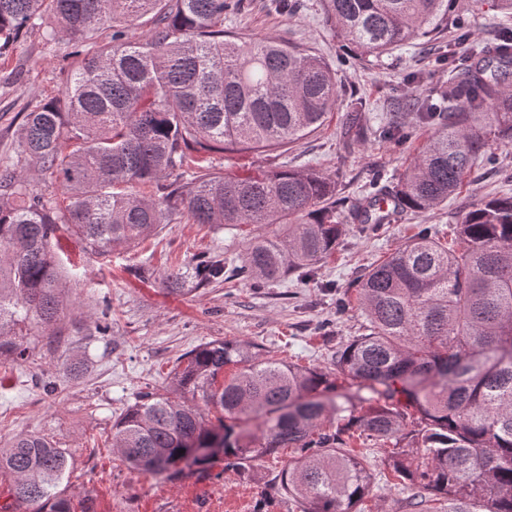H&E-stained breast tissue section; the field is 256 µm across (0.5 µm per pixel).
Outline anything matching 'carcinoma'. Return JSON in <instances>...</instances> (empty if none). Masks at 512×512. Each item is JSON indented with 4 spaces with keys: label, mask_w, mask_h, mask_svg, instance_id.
Instances as JSON below:
<instances>
[{
    "label": "carcinoma",
    "mask_w": 512,
    "mask_h": 512,
    "mask_svg": "<svg viewBox=\"0 0 512 512\" xmlns=\"http://www.w3.org/2000/svg\"><path fill=\"white\" fill-rule=\"evenodd\" d=\"M457 2L321 0L325 23L359 62L437 34L450 14L459 30L448 84L417 102L434 134L396 185L381 184L376 170L375 192L347 201L314 168L211 172L217 151L301 141L339 98L336 69L323 58L224 29L241 0H0V51L42 28L46 14L54 22L46 40L63 33L83 44L62 93L23 115L17 160L0 163V356L23 357L16 337L31 323L50 328L64 305L51 243L59 224L99 256L178 213L195 224H255L240 264L204 257L166 284L177 294L189 276L200 286L243 276L263 288L292 272L311 282L336 252L346 216L373 233L458 195L476 161L496 164L487 131L512 141V47L474 50ZM141 20L150 28L128 40ZM343 130L350 143L373 132L412 138L396 121L373 130L356 112ZM46 177L60 195L32 188ZM136 185L152 191H131ZM455 240L449 248L420 228L354 282L355 295L338 299L344 310L356 298L367 321L336 353V374L371 393L361 415L329 373L262 359L245 341H212L186 353L175 373L192 400L142 393L112 425L114 447L131 467L155 473L179 461L207 464L193 445L216 438L232 468L294 448L280 488L305 504L302 512H365L373 478L348 448L355 426L386 447L384 464L410 488L413 512H432V502L448 512H512V195L462 213ZM228 365L237 371L223 379ZM204 406L224 417L209 422ZM247 412L262 420L258 438L226 423ZM67 466L40 434L0 451L13 503L36 512H71L56 492Z\"/></svg>",
    "instance_id": "1"
}]
</instances>
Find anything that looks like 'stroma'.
Here are the masks:
<instances>
[{"instance_id": "35a3bbf8", "label": "stroma", "mask_w": 512, "mask_h": 512, "mask_svg": "<svg viewBox=\"0 0 512 512\" xmlns=\"http://www.w3.org/2000/svg\"><path fill=\"white\" fill-rule=\"evenodd\" d=\"M294 13H279L269 0H242L224 26L248 38L274 36L338 64L339 100L314 132L276 151L216 155L214 169L245 175L274 168L313 167L334 177L340 195L364 194L371 171L401 175L428 138L405 109L409 97L444 85L448 70L438 56L456 36L446 26L435 38L411 41L366 63L340 65L343 38L327 26L320 0H301ZM468 7L473 48L489 46L512 18L489 0ZM68 40L46 42L41 31H24L14 48L0 56V158L12 156L24 112L64 89L76 60ZM378 127L400 118L415 128L404 145L368 140L347 149L342 124L350 112ZM498 163H475L469 184L455 199L425 212H405L400 221L374 234L348 225L335 254L316 270L317 286L296 276L256 288L234 279L197 286L187 280L179 294L168 293L164 277L214 254L233 259L244 250L251 225L218 228L173 217L159 233L136 246H120L109 257L84 251L66 228L56 233L59 276L65 303L49 343L39 326L28 328L24 358H0V447L15 436L49 437L68 458V476L59 484L72 512H300L295 500L274 487L278 473L294 460L290 450L256 459L244 471L226 467L223 454L203 466L182 461L154 474L129 467L112 447V426L139 393L155 388L177 395L174 370L181 356L213 340H242L263 357L333 371L337 350L363 331L360 310L338 311L336 300L370 265L385 260L418 228H436L452 242L463 211L502 194L512 184V142L489 137ZM108 323L100 331V323ZM351 448L371 470L373 496L366 512H407L408 489L384 464L372 441L354 438Z\"/></svg>"}]
</instances>
